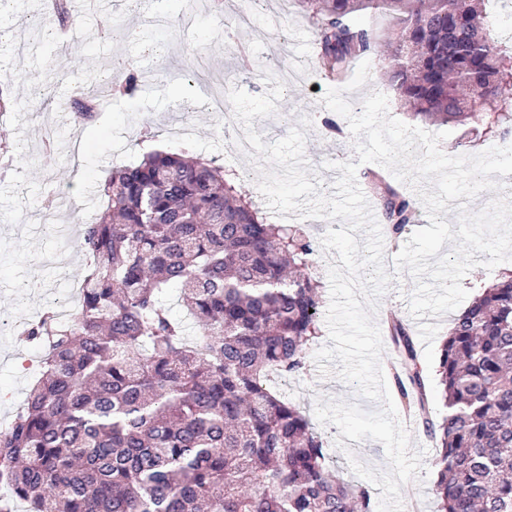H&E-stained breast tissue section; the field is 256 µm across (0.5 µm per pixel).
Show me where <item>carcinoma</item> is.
<instances>
[{"label":"carcinoma","mask_w":512,"mask_h":512,"mask_svg":"<svg viewBox=\"0 0 512 512\" xmlns=\"http://www.w3.org/2000/svg\"><path fill=\"white\" fill-rule=\"evenodd\" d=\"M299 2L325 75L382 57L413 118L512 138V53L487 36L485 0ZM379 7L400 12L384 38L358 15ZM138 89L135 68L115 86ZM371 188L399 240L416 203ZM101 196L73 320L47 309L24 331L40 370L0 430V512H373L370 489L329 471L321 436L272 385L317 338L311 241L260 220L223 166L185 152L113 169ZM170 287L195 342L160 302ZM388 331L398 404L419 407L434 444V512H512V279L453 320L432 387L408 325L393 316Z\"/></svg>","instance_id":"carcinoma-1"}]
</instances>
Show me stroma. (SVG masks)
I'll return each instance as SVG.
<instances>
[{"label": "stroma", "instance_id": "1", "mask_svg": "<svg viewBox=\"0 0 512 512\" xmlns=\"http://www.w3.org/2000/svg\"><path fill=\"white\" fill-rule=\"evenodd\" d=\"M241 10L242 0H194L190 8L183 0H108L104 12L77 18L82 38L67 45L48 39L46 30L35 26L41 13L33 0H11L0 10V91L17 92L23 82L55 88L48 100L30 91L17 92L11 111L0 116V165L7 167L0 175V311L11 312L17 324L36 319L60 292L77 297L87 264L83 224L100 205L102 184L114 167L133 163L154 149H184L209 160L223 159L226 173L244 181L267 223L297 225L317 242L328 230L342 228L338 219L271 211L256 184L255 158L237 150L241 125H225L223 113L205 104L208 90L194 80V72L216 71L217 89L225 95L234 87L247 90L263 83L266 75L278 78L301 67L304 77L285 86L276 113L254 118L255 132L268 144L291 129L304 132L305 160L325 194H333L340 176L332 168L336 162H358L356 181L366 183L370 166L359 163L347 120L338 118L340 131L332 135L320 123L329 113L322 96L332 82L318 70L316 28L309 13L296 0H259L251 8L249 25L235 30V43L246 52L237 61L226 50L225 26L235 23ZM147 13L164 17V24L142 26ZM123 25L142 27L143 39L117 41L115 29ZM118 59L150 68L151 81L143 82L133 96L115 95L99 103L97 119L82 123L71 105L73 97H94ZM387 69V61L371 60L367 82L346 98L358 112L368 94L382 93L389 114L412 124L386 80ZM49 194L58 201L52 212L43 206ZM48 224L57 225V232H45ZM413 289L410 273L395 274L378 300L374 321L383 323L389 313H397L413 329L421 367L431 377L455 315L415 319L408 309ZM328 343L329 331L321 329L316 342L306 348L304 369L279 381L280 392L310 418L322 399L357 402L375 410V402L358 399L337 377L339 362H331V374H320L314 355ZM38 360L33 346L13 334L0 335V427L23 405ZM316 429L345 479L356 478L348 462L352 456L387 470L381 443L352 440L342 448L337 444L338 427L320 423ZM408 432L412 448L424 452L423 467L416 479L402 486L401 499L406 504L420 500L423 512H434V449L416 427Z\"/></svg>", "mask_w": 512, "mask_h": 512}]
</instances>
